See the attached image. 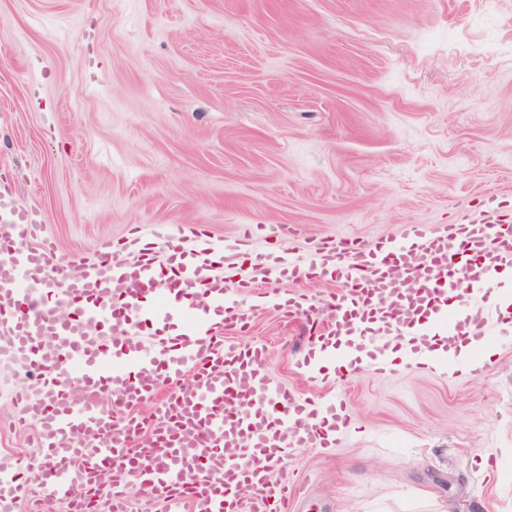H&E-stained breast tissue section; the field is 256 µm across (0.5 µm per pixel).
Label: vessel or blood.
<instances>
[{
	"mask_svg": "<svg viewBox=\"0 0 512 512\" xmlns=\"http://www.w3.org/2000/svg\"><path fill=\"white\" fill-rule=\"evenodd\" d=\"M485 207V219L441 230L406 224L397 240L326 243L306 259L271 248L235 279L236 243L217 244L204 226H143L86 261L43 240L32 211L1 195L0 350L30 382L18 398L38 430L45 503L87 512L85 489L107 471L113 512H125L132 476L164 512H285L291 491L274 472L288 448L335 447L346 401L288 389L267 372L263 345L225 339V328L246 326L259 306L312 315L311 297L271 285L325 279L338 286L334 316L300 368L336 360L384 369L400 338L412 363L440 369L444 355L494 334L512 224L497 218V199ZM107 391L117 406L105 404ZM148 403L146 422L135 411ZM26 488L23 469L1 455L0 512H14Z\"/></svg>",
	"mask_w": 512,
	"mask_h": 512,
	"instance_id": "obj_1",
	"label": "vessel or blood"
}]
</instances>
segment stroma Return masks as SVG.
<instances>
[{
  "label": "stroma",
  "instance_id": "stroma-1",
  "mask_svg": "<svg viewBox=\"0 0 512 512\" xmlns=\"http://www.w3.org/2000/svg\"><path fill=\"white\" fill-rule=\"evenodd\" d=\"M0 191L63 252L132 226L261 224L285 250L405 224L512 218V0H0ZM313 317L227 338L300 394L340 391L336 447L296 448L288 512H512V346L471 381L402 368L303 377ZM0 362V454L37 432Z\"/></svg>",
  "mask_w": 512,
  "mask_h": 512
}]
</instances>
